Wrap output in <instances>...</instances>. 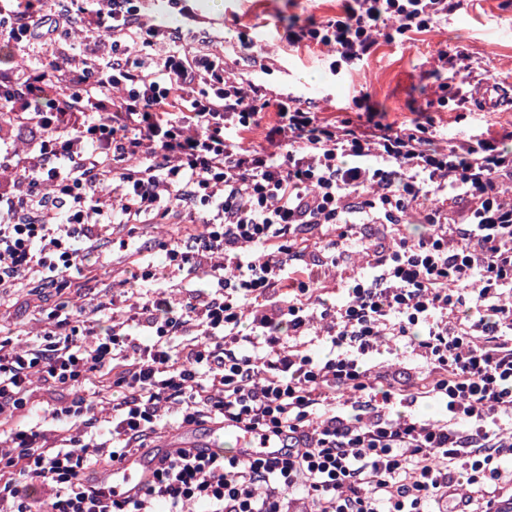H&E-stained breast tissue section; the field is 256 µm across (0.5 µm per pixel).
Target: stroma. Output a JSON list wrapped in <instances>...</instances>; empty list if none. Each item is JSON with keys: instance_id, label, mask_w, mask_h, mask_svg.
<instances>
[{"instance_id": "stroma-1", "label": "stroma", "mask_w": 512, "mask_h": 512, "mask_svg": "<svg viewBox=\"0 0 512 512\" xmlns=\"http://www.w3.org/2000/svg\"><path fill=\"white\" fill-rule=\"evenodd\" d=\"M187 13H176L179 28L197 31L186 42L187 55L220 52L224 65L268 92L314 112L357 120L377 113L386 123L403 125L432 120L437 134L453 142L485 129L512 130V110H484L472 89L487 81L512 84V0H463L447 22L401 42L381 43L369 57L331 69V54L320 48L291 51L279 37L288 24L321 22L336 14L342 0H182ZM457 48L469 70L459 75L442 50ZM443 97H436L439 84ZM188 217L124 225L95 241L83 275L71 290L77 303L93 310L104 296L123 301L128 292L127 252L119 240L159 258L162 242L184 231ZM58 299L53 286L39 292L20 288L0 298V330L14 339L31 336L43 310Z\"/></svg>"}]
</instances>
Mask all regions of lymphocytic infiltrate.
<instances>
[{
	"label": "lymphocytic infiltrate",
	"instance_id": "f902f5d3",
	"mask_svg": "<svg viewBox=\"0 0 512 512\" xmlns=\"http://www.w3.org/2000/svg\"><path fill=\"white\" fill-rule=\"evenodd\" d=\"M38 2L0 0V36L41 52L79 18L104 40L72 43L59 97L48 70L0 72V129L43 132L21 151L0 132V291L37 276L61 293L36 340L0 338V512H495L512 491V130L439 149L426 123L333 119L183 56L185 34L143 22L153 0ZM447 16L345 0L285 39L348 63ZM183 210L200 229L142 260L123 304H72L94 236ZM351 248L363 261L328 302L318 284ZM403 340L422 387L369 364ZM37 380L76 396L32 414ZM421 397L442 418L396 408ZM228 421L285 456L183 451L134 498L98 481L168 425Z\"/></svg>",
	"mask_w": 512,
	"mask_h": 512
}]
</instances>
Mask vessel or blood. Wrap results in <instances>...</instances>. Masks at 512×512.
Masks as SVG:
<instances>
[{"label": "vessel or blood", "mask_w": 512, "mask_h": 512, "mask_svg": "<svg viewBox=\"0 0 512 512\" xmlns=\"http://www.w3.org/2000/svg\"><path fill=\"white\" fill-rule=\"evenodd\" d=\"M233 441V453L238 458L282 457V443L275 438L258 439L252 433L232 424H212L204 433H197L184 426L172 429L158 447L127 455L115 460L110 473L112 481L123 489L126 496L139 494L153 477L160 458L188 449L196 454L220 455L226 441Z\"/></svg>", "instance_id": "1"}]
</instances>
